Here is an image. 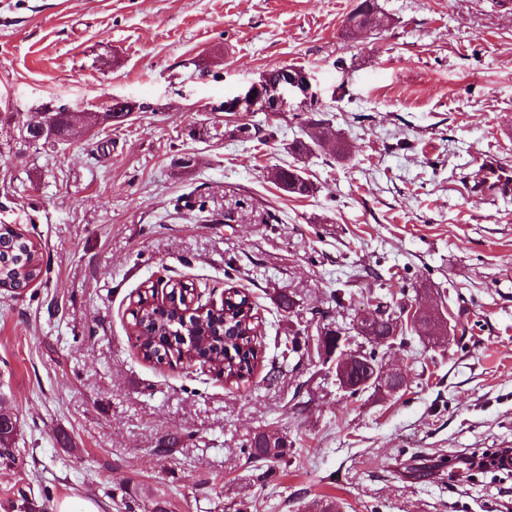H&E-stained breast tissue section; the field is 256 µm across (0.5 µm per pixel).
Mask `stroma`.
I'll use <instances>...</instances> for the list:
<instances>
[{
    "instance_id": "1",
    "label": "stroma",
    "mask_w": 512,
    "mask_h": 512,
    "mask_svg": "<svg viewBox=\"0 0 512 512\" xmlns=\"http://www.w3.org/2000/svg\"><path fill=\"white\" fill-rule=\"evenodd\" d=\"M356 2L0 0V224L48 268L22 295L0 290V409L18 419L0 512L74 495L105 512L129 497L167 512H512V476L447 465L512 448V196L466 188L493 128H512V0H376L382 27L353 41ZM286 66L309 74L344 153H290L307 113L221 111ZM114 99L137 109L51 151L16 143L35 109ZM292 163L316 193L268 180ZM171 279L218 302L248 294L251 381L139 356L131 310ZM377 295L450 314L451 336L409 332L383 355L407 390L351 398L318 329ZM258 431L288 444L267 478L247 460Z\"/></svg>"
}]
</instances>
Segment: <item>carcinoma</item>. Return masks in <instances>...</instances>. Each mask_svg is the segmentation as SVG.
Listing matches in <instances>:
<instances>
[{"mask_svg":"<svg viewBox=\"0 0 512 512\" xmlns=\"http://www.w3.org/2000/svg\"><path fill=\"white\" fill-rule=\"evenodd\" d=\"M376 15L375 0H359L346 20L347 38H353L355 29L372 22ZM70 116L66 109L59 108L53 111L47 127L33 131L23 126L18 129L19 138L29 145L53 146L70 136ZM305 135L306 139L293 143L292 149L297 154L313 152L329 133L314 123ZM275 171L278 174L275 184L288 194L306 197L315 191L300 167L278 166ZM47 273L43 254L31 239L6 227L0 231V282L19 295L31 284L43 280ZM169 294L175 302L168 306L140 296L131 310L133 328L139 333L136 347L142 358L159 361L171 356L178 361L185 356L209 365L232 385L248 382L260 365L254 343L259 323L249 297L235 288H228L219 307L206 309L197 303L194 288L188 284L172 283ZM383 312L386 317L373 323V336L390 334L392 324L400 322L418 325L426 336L443 335V330L424 309H417L410 319L404 316L402 306L391 309L385 306ZM191 331L201 337L188 342L169 341L172 336L187 335ZM1 422L4 427L0 428V460L13 462L16 459V421L9 413L0 412ZM287 455V443L279 437L269 441L264 432L255 434L248 444V459L263 470L265 476L271 473L272 464L283 461Z\"/></svg>","mask_w":512,"mask_h":512,"instance_id":"cac0c4a2","label":"carcinoma"}]
</instances>
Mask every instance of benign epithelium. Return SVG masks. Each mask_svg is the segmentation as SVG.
Instances as JSON below:
<instances>
[{"label":"benign epithelium","mask_w":512,"mask_h":512,"mask_svg":"<svg viewBox=\"0 0 512 512\" xmlns=\"http://www.w3.org/2000/svg\"><path fill=\"white\" fill-rule=\"evenodd\" d=\"M259 101L264 112H286L295 104L302 112H312L317 103L309 77L304 72L279 83L270 81L265 75L246 90L228 98L227 103L219 106V109L230 107L234 112H255ZM376 318L375 313L367 311L357 316L350 328L336 325L334 332L326 337L324 363L335 375L340 390L365 389L375 395L392 397L407 388V375L399 368L376 366L368 360L370 337L367 333ZM353 330L357 333L355 337L351 335ZM358 337L362 342H356ZM354 342L358 343V347L352 349L350 344Z\"/></svg>","instance_id":"1"}]
</instances>
